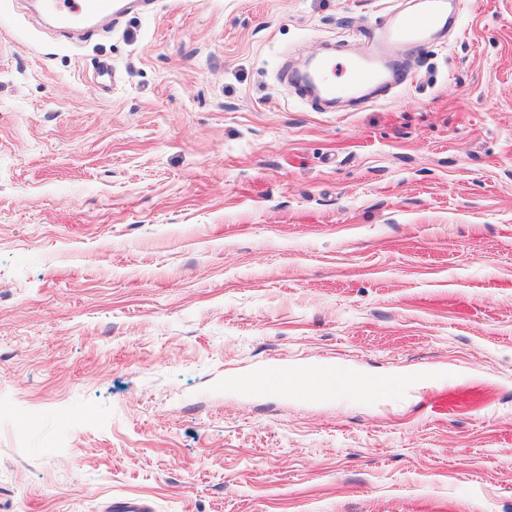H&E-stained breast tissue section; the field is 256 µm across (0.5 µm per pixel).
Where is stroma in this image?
Returning a JSON list of instances; mask_svg holds the SVG:
<instances>
[{
  "label": "stroma",
  "instance_id": "obj_1",
  "mask_svg": "<svg viewBox=\"0 0 512 512\" xmlns=\"http://www.w3.org/2000/svg\"><path fill=\"white\" fill-rule=\"evenodd\" d=\"M36 2L0 0V512H512V0L347 112L281 59L411 0L78 39ZM326 364L390 387L238 385Z\"/></svg>",
  "mask_w": 512,
  "mask_h": 512
}]
</instances>
